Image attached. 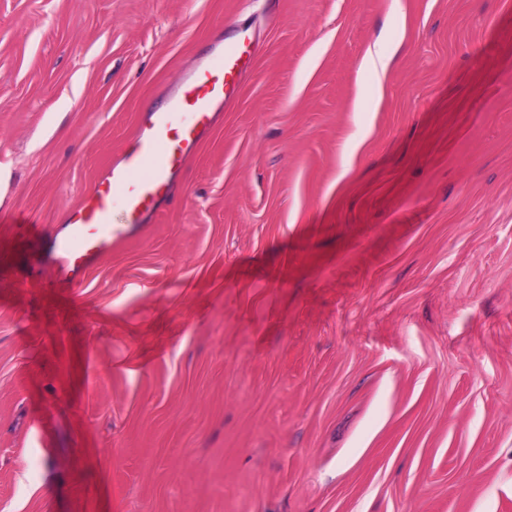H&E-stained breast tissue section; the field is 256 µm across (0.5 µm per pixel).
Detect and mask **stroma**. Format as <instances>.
Masks as SVG:
<instances>
[{"mask_svg":"<svg viewBox=\"0 0 512 512\" xmlns=\"http://www.w3.org/2000/svg\"><path fill=\"white\" fill-rule=\"evenodd\" d=\"M243 33L154 212L56 286ZM0 512H512V0H0ZM243 68V45H225L218 65L200 67L182 94L144 120L107 176L71 211L69 233L55 240L57 283H67L76 268L88 266L125 240L131 224H139L152 210L170 175L190 157L199 130L211 125L215 105L229 100ZM116 203L123 212L121 221L112 218Z\"/></svg>","mask_w":512,"mask_h":512,"instance_id":"stroma-1","label":"stroma"}]
</instances>
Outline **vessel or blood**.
I'll return each instance as SVG.
<instances>
[{
  "label": "vessel or blood",
  "instance_id": "obj_1",
  "mask_svg": "<svg viewBox=\"0 0 512 512\" xmlns=\"http://www.w3.org/2000/svg\"><path fill=\"white\" fill-rule=\"evenodd\" d=\"M243 68L242 44L225 45L218 65L200 67L182 94L144 120L107 176L71 211L68 234L55 240L57 282H67L72 271L125 240L152 210L170 175L190 157L200 129L211 125L215 105L228 101ZM116 205L123 212L119 221L112 217Z\"/></svg>",
  "mask_w": 512,
  "mask_h": 512
}]
</instances>
